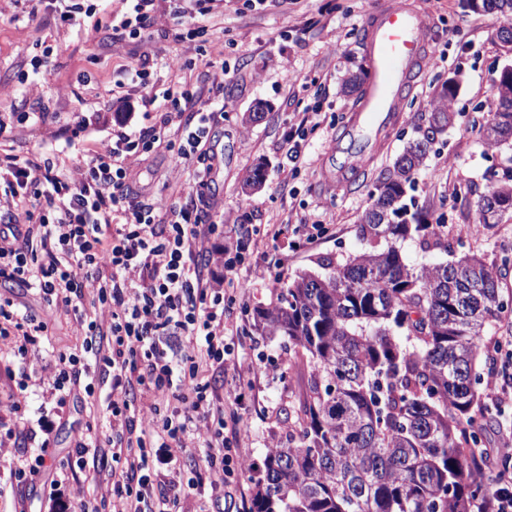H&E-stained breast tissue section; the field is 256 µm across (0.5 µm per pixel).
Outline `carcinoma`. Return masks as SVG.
Listing matches in <instances>:
<instances>
[{"label":"carcinoma","mask_w":512,"mask_h":512,"mask_svg":"<svg viewBox=\"0 0 512 512\" xmlns=\"http://www.w3.org/2000/svg\"><path fill=\"white\" fill-rule=\"evenodd\" d=\"M512 16V0H479ZM486 143L512 140V77L493 84ZM454 86L407 142L357 227L361 251L319 258L253 309L261 336L306 361L288 437L267 449L250 512H474L491 474L467 450L484 436L478 386L495 358L484 331L507 306L495 266L464 254L409 266L401 243L426 236L406 203L437 135L455 121ZM479 222L512 214V166L475 204Z\"/></svg>","instance_id":"obj_1"}]
</instances>
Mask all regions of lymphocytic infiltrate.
Segmentation results:
<instances>
[{
  "mask_svg": "<svg viewBox=\"0 0 512 512\" xmlns=\"http://www.w3.org/2000/svg\"><path fill=\"white\" fill-rule=\"evenodd\" d=\"M48 2L61 22L93 20L114 41H139L155 23L156 0H132L129 11L109 19L97 18L94 0ZM128 75L160 111L159 126L116 134L74 170L53 156L0 160L8 212L0 225V276L71 311L82 335L81 353L42 361L37 347L47 322L1 299L0 339H12L25 364L20 393L45 387L62 405L76 386L92 391L94 375L111 379L106 413L77 441L76 463L108 456L115 467L100 478L99 496L75 493L73 512H180L205 485L211 500L224 501L225 465L242 473L249 461L228 455L224 403L210 393V379L226 368L262 369L256 360L240 362L230 307L211 293L204 260L209 201L200 195L169 208L150 203L125 165L138 148L166 153L177 165L205 158L206 128L217 114L193 109L187 86L157 89L147 64ZM168 125L180 147L162 136ZM34 169L41 179H31ZM19 211L27 229L16 223ZM172 333L184 338L182 356L163 341ZM192 453L204 478L182 474L179 460ZM486 467L493 478L476 512H512V466L490 459Z\"/></svg>",
  "mask_w": 512,
  "mask_h": 512,
  "instance_id": "obj_1",
  "label": "lymphocytic infiltrate"
}]
</instances>
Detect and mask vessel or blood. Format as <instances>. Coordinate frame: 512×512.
Listing matches in <instances>:
<instances>
[{
  "label": "vessel or blood",
  "mask_w": 512,
  "mask_h": 512,
  "mask_svg": "<svg viewBox=\"0 0 512 512\" xmlns=\"http://www.w3.org/2000/svg\"><path fill=\"white\" fill-rule=\"evenodd\" d=\"M374 16L369 41L372 70L359 108L360 118L368 125L394 111L396 87L406 82L411 64L426 61L429 44L425 36L427 24L420 13L380 0Z\"/></svg>",
  "instance_id": "obj_1"
}]
</instances>
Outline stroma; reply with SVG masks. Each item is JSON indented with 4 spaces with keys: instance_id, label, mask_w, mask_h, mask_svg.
Returning a JSON list of instances; mask_svg holds the SVG:
<instances>
[{
    "instance_id": "1",
    "label": "stroma",
    "mask_w": 512,
    "mask_h": 512,
    "mask_svg": "<svg viewBox=\"0 0 512 512\" xmlns=\"http://www.w3.org/2000/svg\"><path fill=\"white\" fill-rule=\"evenodd\" d=\"M375 2L219 0L202 20L208 29L206 56L198 60L180 40L182 26L167 0H158L155 24L142 40L113 45L104 44L92 25L78 28L55 20L45 0H0V113L22 106L41 115L38 122L0 135V157L25 160L52 153L68 167L82 166L116 126L115 120H99L98 112L111 101L123 68L148 62L157 88L186 83L202 91L208 103L209 65L224 64V98L230 106L208 132L213 168L204 193L213 203V230L207 246L230 255L238 246L246 248L240 270L245 286L232 315L241 337L240 357L262 359L265 369L242 381L218 372L210 384L217 396H237L247 424L240 453L256 465L273 442L285 438L288 414L299 404L308 369L289 357L279 339L252 331V309L270 303L276 280H288L312 260L360 250L357 226L378 177L417 127L426 125L448 82L457 85L456 120L417 172L414 201L428 211L438 236L461 241L463 251L486 263H499L503 248L512 249V217L478 223L473 200L462 197L467 187L474 195L484 193L496 182L495 170L512 161L511 144L487 148L472 125L473 117L494 111L492 80L512 65V51L496 36L503 17L471 11L462 0H405L427 21L434 61L402 90L382 127L361 132L353 127L359 104L345 92L344 81L370 67L360 36ZM38 42L58 49L48 70L40 73L30 65ZM85 71L93 76L87 85L79 81ZM257 107L261 119L242 123L244 113ZM312 110L319 113V125L307 134L298 170H290L288 129ZM80 116L86 126H78ZM126 165L149 184L158 204H182L196 191L193 163L175 169L163 156L138 152L128 156ZM258 166L265 170L262 186L246 189L247 176ZM316 219L326 224L318 238L297 231L301 221ZM271 224H286L290 230L274 240L267 234ZM0 296L48 322L49 334L40 344L46 360L74 352L79 329L73 314L47 306L4 278ZM10 348L9 341L0 342L8 353L0 360V437L15 438L20 426L51 421L47 452L61 467L75 456L90 401L104 402L110 382L94 379L93 394L76 390L62 407L40 391L18 399L22 365ZM16 399L21 402L17 408L12 405ZM10 468V458L0 459V512H70L75 487L89 497L98 492L90 466L68 478L59 468L31 485L16 483Z\"/></svg>"
}]
</instances>
